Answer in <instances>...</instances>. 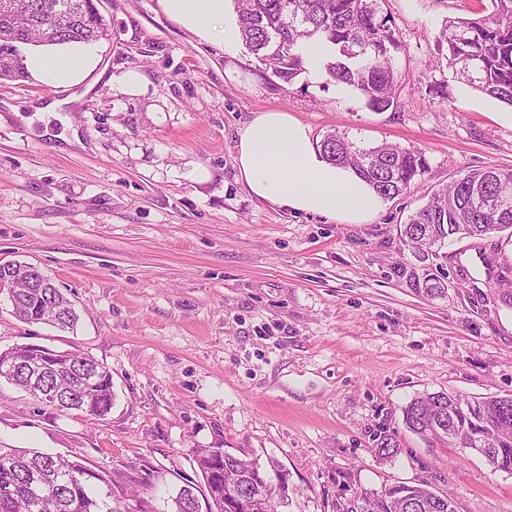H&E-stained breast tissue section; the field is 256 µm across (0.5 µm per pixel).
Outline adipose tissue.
Instances as JSON below:
<instances>
[{"instance_id":"adipose-tissue-1","label":"adipose tissue","mask_w":512,"mask_h":512,"mask_svg":"<svg viewBox=\"0 0 512 512\" xmlns=\"http://www.w3.org/2000/svg\"><path fill=\"white\" fill-rule=\"evenodd\" d=\"M227 0H159L163 11L198 38L222 40L232 49L236 38L226 22ZM96 43L66 42L28 48L24 66L35 81L71 88L96 69ZM235 164L258 199L293 212L345 224L369 222L383 198L356 170L326 161L310 130L290 113H255L238 133Z\"/></svg>"}]
</instances>
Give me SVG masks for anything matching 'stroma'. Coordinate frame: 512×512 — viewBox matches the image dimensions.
I'll list each match as a JSON object with an SVG mask.
<instances>
[{
	"instance_id": "obj_1",
	"label": "stroma",
	"mask_w": 512,
	"mask_h": 512,
	"mask_svg": "<svg viewBox=\"0 0 512 512\" xmlns=\"http://www.w3.org/2000/svg\"><path fill=\"white\" fill-rule=\"evenodd\" d=\"M482 0H378L398 41L395 104L369 109L325 68L288 84L245 45L204 41L159 0H95L106 78L78 103L0 81V264L22 261L68 291L75 330L31 324L0 303V351L39 344L112 373L102 418L38 408L0 382V445L77 457L110 482L151 486L163 508L194 477L192 451L221 448L288 475L287 512H346L384 486L451 493L456 512H512V473L410 432L417 395L512 393V308L495 302L483 255L512 267V239L445 245L448 290L400 276L401 224L435 190L485 166L512 170V107L457 79L437 38ZM135 69L145 93L116 82ZM284 110L314 142L421 149L427 170L365 224L260 201L235 165L238 130ZM78 132L83 144L64 147ZM206 178H197V170ZM467 279H460L458 268ZM395 433L380 458L374 437Z\"/></svg>"
}]
</instances>
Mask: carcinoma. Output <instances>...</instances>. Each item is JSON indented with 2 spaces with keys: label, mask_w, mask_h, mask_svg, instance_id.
<instances>
[{
  "label": "carcinoma",
  "mask_w": 512,
  "mask_h": 512,
  "mask_svg": "<svg viewBox=\"0 0 512 512\" xmlns=\"http://www.w3.org/2000/svg\"><path fill=\"white\" fill-rule=\"evenodd\" d=\"M493 10L471 18L446 20L438 45L447 49L448 67L476 90L512 106V0H491ZM60 6L71 22L50 35L43 26ZM236 27L241 41L273 76L293 83L307 72L305 46L316 39L329 48L327 74L338 85L357 91L370 109L385 112L394 106L397 74L390 48L396 45L387 16L377 0H237ZM104 19L89 0H0V79L25 76L21 47L40 42L97 41ZM327 160L350 166L385 199L407 193L423 175L427 162L417 148L381 143L360 148L334 131L320 144ZM512 170L474 169L436 190L409 222L400 228L403 243L414 244L415 262L400 275L419 294L445 296L438 271L430 262L433 247L455 236L483 239L509 231L512 236ZM0 282L11 288L5 300L26 323L72 329L78 320L74 304L55 281L41 271L27 272L15 261L0 268ZM30 347L0 352V380L25 390L38 404L60 412L102 418L110 413L114 393L112 373L94 358L49 348L39 355L40 366L23 372L12 369L18 358H29ZM405 426L429 442L450 448L483 449L492 469L512 473V394L483 400L447 392L425 393L404 409ZM376 451L392 458L399 444L391 434L375 436ZM219 448H197L194 462L203 484L189 480L171 498L167 512H192L204 503L207 512H224V489L206 496L210 472ZM224 480L246 495L241 512H283L288 506V481L271 486L268 466L234 454L223 458ZM133 504L116 498L103 476L65 455L35 448H0V512H155L147 489H125ZM359 512H455L452 498L424 486L391 484L365 495Z\"/></svg>",
  "instance_id": "carcinoma-1"
}]
</instances>
